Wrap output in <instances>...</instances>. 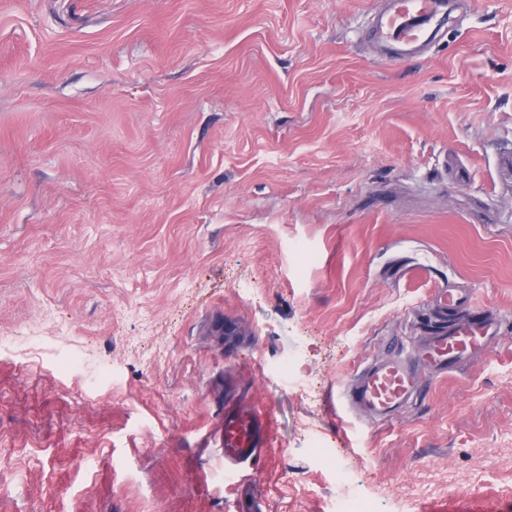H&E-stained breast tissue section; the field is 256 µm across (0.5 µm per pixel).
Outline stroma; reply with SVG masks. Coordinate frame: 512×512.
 <instances>
[{"label": "stroma", "mask_w": 512, "mask_h": 512, "mask_svg": "<svg viewBox=\"0 0 512 512\" xmlns=\"http://www.w3.org/2000/svg\"><path fill=\"white\" fill-rule=\"evenodd\" d=\"M371 8L0 0V336L49 350L0 351V512H331L339 471L375 512H512V0L395 64ZM448 288L501 336L338 434ZM260 396L264 463L224 470L221 414ZM17 340L16 336H0V349L24 357L30 369L41 368V352L36 342L19 344ZM58 368L60 372L67 375L81 373V379L91 389L97 388L108 379L103 371H86L83 360L78 356L71 355L59 360Z\"/></svg>", "instance_id": "1"}]
</instances>
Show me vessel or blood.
<instances>
[{"instance_id": "obj_1", "label": "vessel or blood", "mask_w": 512, "mask_h": 512, "mask_svg": "<svg viewBox=\"0 0 512 512\" xmlns=\"http://www.w3.org/2000/svg\"><path fill=\"white\" fill-rule=\"evenodd\" d=\"M468 6V0H376L372 32L378 57L410 60L421 56L443 33L453 30L459 13ZM440 300L444 313L452 317L450 324L431 332L418 346L356 374L344 391L353 406L373 417H390L422 394L421 366L447 371L463 356L479 351L486 338L500 335L499 321L482 310L467 317L459 315L465 300L455 291L444 292ZM223 423L218 446L225 464H260L263 423L259 414L228 412Z\"/></svg>"}]
</instances>
